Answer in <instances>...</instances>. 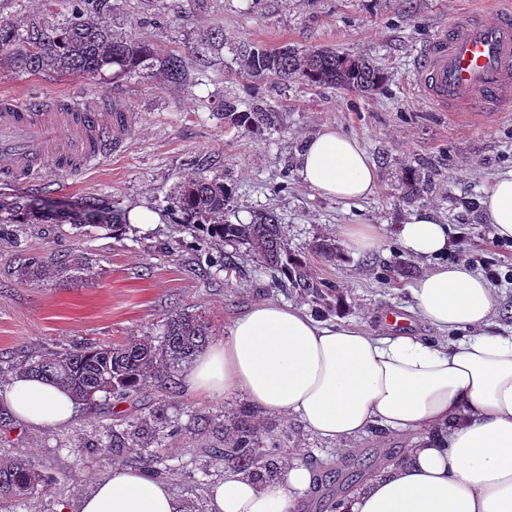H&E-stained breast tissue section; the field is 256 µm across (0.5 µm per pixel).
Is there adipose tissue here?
Here are the masks:
<instances>
[{
    "label": "adipose tissue",
    "mask_w": 512,
    "mask_h": 512,
    "mask_svg": "<svg viewBox=\"0 0 512 512\" xmlns=\"http://www.w3.org/2000/svg\"><path fill=\"white\" fill-rule=\"evenodd\" d=\"M297 173L320 195L375 194L378 170L360 142L333 125L310 136ZM497 240L512 241V170L497 174L481 202ZM399 241L435 266L411 290L414 307L451 335L441 345L410 332L378 336L351 322L327 325L271 301L234 319L224 338L186 374L188 392L243 395L257 410L297 417L328 442L373 431L409 439L401 460L343 496L337 512H512V328L493 324L496 290L466 261L446 263L448 227L411 216ZM0 405L35 426L72 421L63 388L17 376ZM314 473L296 458L273 481L227 471L209 494V512H301ZM79 512H181L171 487L148 472L113 468Z\"/></svg>",
    "instance_id": "1"
}]
</instances>
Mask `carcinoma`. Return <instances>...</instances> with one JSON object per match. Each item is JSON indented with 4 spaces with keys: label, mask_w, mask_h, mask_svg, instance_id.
<instances>
[{
    "label": "carcinoma",
    "mask_w": 512,
    "mask_h": 512,
    "mask_svg": "<svg viewBox=\"0 0 512 512\" xmlns=\"http://www.w3.org/2000/svg\"><path fill=\"white\" fill-rule=\"evenodd\" d=\"M69 9L57 16L50 8L31 16L24 23L0 20V69L28 73L99 74L107 66L122 70H146L159 75L166 85L186 88L192 83L191 68L204 66L207 54L224 46V31H211L204 50L190 60L185 56L161 53L154 44L133 31L117 35L105 16L112 14V0H67ZM248 74L261 77L272 74L283 83L307 82L373 93L382 89L384 73L368 58H353L334 49L299 51L290 46L265 49L249 44L242 50ZM233 96L216 106L217 115L247 132L279 124V115L264 104L246 109ZM212 166L177 186L172 209L182 215V223L196 224L206 232L209 249L223 253L224 265L235 264L232 253L222 252L227 245L241 247L273 274V285L296 293L317 307L329 309L331 288L307 274L306 264L290 257L287 236L280 217L263 212L248 224H233L226 219L230 198L224 181L209 177ZM430 179L417 178L405 189L406 197L416 199L431 189ZM7 216L0 217V240L17 238L18 224H111L120 216L104 206L98 197H87L79 206L68 210L43 211L29 202L7 205ZM21 279H39L50 274L49 266L37 256L24 260L17 270ZM211 339L209 324L199 315L186 310L171 313L165 320L164 333L158 343L150 340L97 344L86 343L47 356H25L14 365L18 373L40 377L67 389L77 404L95 401L99 393L127 399L137 393L149 379L172 385L178 371L207 347ZM165 419L163 410L147 416L124 420L108 429L112 433V456L120 458L124 449L146 434L156 437ZM215 433L226 432L224 447L202 448L211 461L246 473L257 481L274 480L278 471L273 458L280 443L272 435L262 439L252 425L251 411H239L228 426L213 420L204 421ZM49 480L25 459L0 461V503L15 502L48 491Z\"/></svg>",
    "instance_id": "carcinoma-1"
}]
</instances>
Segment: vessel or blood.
<instances>
[{"instance_id": "obj_1", "label": "vessel or blood", "mask_w": 512, "mask_h": 512, "mask_svg": "<svg viewBox=\"0 0 512 512\" xmlns=\"http://www.w3.org/2000/svg\"><path fill=\"white\" fill-rule=\"evenodd\" d=\"M419 92L452 118L485 120L512 102V6L495 22L472 13L439 29L421 55ZM131 113L111 102L50 100L34 94L0 101V183L37 188L48 172L97 164L126 139Z\"/></svg>"}]
</instances>
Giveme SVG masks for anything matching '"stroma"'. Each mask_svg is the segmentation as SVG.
Wrapping results in <instances>:
<instances>
[{"mask_svg":"<svg viewBox=\"0 0 512 512\" xmlns=\"http://www.w3.org/2000/svg\"><path fill=\"white\" fill-rule=\"evenodd\" d=\"M110 20L116 33L130 27L164 52L193 57L214 28L224 31V48L210 55L191 88L159 84L154 77L130 72L114 77L113 67L100 75L0 72V99H22L36 91L70 100L108 96L135 113L127 140L104 156L95 169L48 173L46 187L0 185V203L24 197L57 209L74 207L82 198L108 199L127 215L142 206L156 211L159 224L143 231L132 224H27L17 241H0V385L14 373L20 356H40L89 342H119L158 337L166 317L182 309L207 321L213 339L224 338L231 321L260 301L289 303L333 324L353 321L386 335V316H403L402 330L437 339V332L413 310L409 289L430 269V262L405 252L398 240L401 224L417 212L432 213L449 227V262L463 258L478 271H495L494 319L512 326V249L496 245L478 200L491 177L512 170V106L486 124L450 119L421 96L417 63L434 33L460 11H478L495 19L490 0H116ZM173 22L156 25L160 13ZM301 50L333 48L366 57L386 76L383 92L364 94L273 78L247 77L238 49L244 44ZM263 102L280 114L279 129L244 132L218 120L207 109L225 95ZM333 124L357 137L379 173L370 198L340 201L321 196L300 179L296 157L307 138ZM215 159L231 196L230 221L249 223L265 210L276 212L287 232L288 249L307 265L309 275L333 288L329 313L315 311L298 296L274 288L256 259L239 252L236 268L214 266L201 277L199 252L189 244L203 238L197 228L180 225L167 206L174 187L194 175L202 160ZM431 175L432 191L421 199L404 198L409 176ZM345 224L374 225L383 246L374 253L351 255L339 249L328 258L316 253L319 239L335 240ZM61 254L88 263L89 275L22 280L21 257L51 260ZM245 400L240 396L198 398L185 388L171 391L147 383L143 396L122 403L98 398L78 406L71 423L31 426L14 422L0 431V457L33 460L52 478L47 494L0 506V512H78L113 468L105 432L116 420L147 415L162 408L179 426L164 453L170 484L182 512H208L207 493L224 476L202 447L217 444L200 435L194 419L208 416L232 421ZM261 432L282 435L283 454L309 466L317 484L306 512H330L333 486L351 490L373 473L382 448L400 452L398 442L384 443L378 433L349 448L313 436L294 417L257 412Z\"/></svg>","mask_w":512,"mask_h":512,"instance_id":"1","label":"stroma"}]
</instances>
